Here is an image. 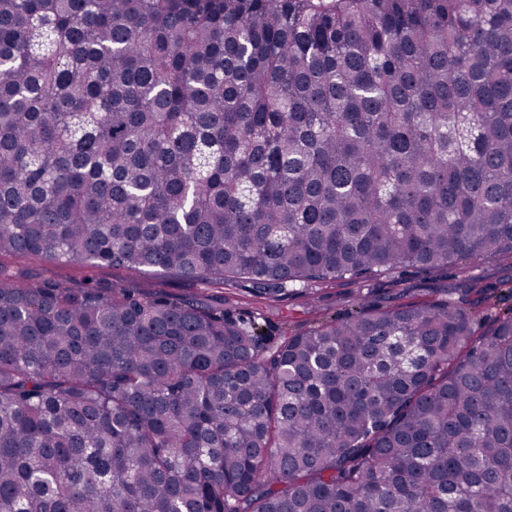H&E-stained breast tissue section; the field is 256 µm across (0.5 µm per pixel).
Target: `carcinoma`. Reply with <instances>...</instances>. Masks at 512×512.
Masks as SVG:
<instances>
[{
  "instance_id": "1",
  "label": "carcinoma",
  "mask_w": 512,
  "mask_h": 512,
  "mask_svg": "<svg viewBox=\"0 0 512 512\" xmlns=\"http://www.w3.org/2000/svg\"><path fill=\"white\" fill-rule=\"evenodd\" d=\"M0 254L263 304L512 257V0H0ZM270 341L0 266V512H512V308ZM251 288L253 286L250 283L241 284L236 288H226L224 294H219L224 295V304L218 298L214 305L220 308L224 307V309L255 311L254 308L258 305L253 304Z\"/></svg>"
}]
</instances>
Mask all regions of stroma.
Masks as SVG:
<instances>
[{
	"label": "stroma",
	"mask_w": 512,
	"mask_h": 512,
	"mask_svg": "<svg viewBox=\"0 0 512 512\" xmlns=\"http://www.w3.org/2000/svg\"><path fill=\"white\" fill-rule=\"evenodd\" d=\"M0 263L10 266L25 283L53 282L71 288H133L144 295H193L197 282L153 274L135 275L111 265L81 262H47L33 256H5ZM512 276V258L470 263L443 270L416 268L399 276H380L366 283L334 282L318 285L310 294L291 293L263 306L262 313L272 338L304 332L329 317L358 308L362 304L398 301H433L446 289L464 287L476 279L495 286Z\"/></svg>",
	"instance_id": "stroma-1"
}]
</instances>
